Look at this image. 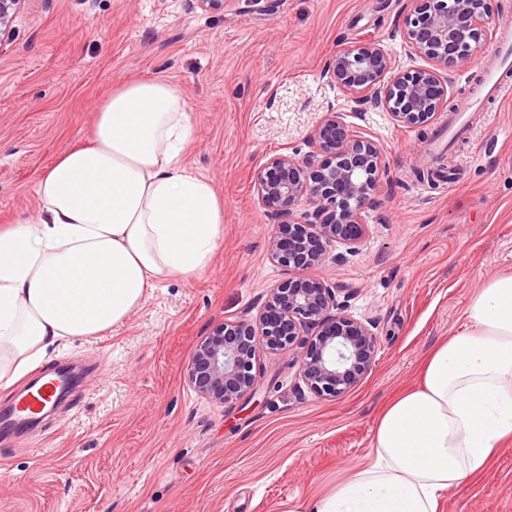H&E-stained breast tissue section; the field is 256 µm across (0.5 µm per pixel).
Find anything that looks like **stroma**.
<instances>
[{"label": "stroma", "mask_w": 512, "mask_h": 512, "mask_svg": "<svg viewBox=\"0 0 512 512\" xmlns=\"http://www.w3.org/2000/svg\"><path fill=\"white\" fill-rule=\"evenodd\" d=\"M406 0H25L0 42V225L33 213L38 175L85 144L98 107L143 78L176 87L193 116L183 153L224 200V243L199 276L163 280L126 324L58 349L76 386L41 422L0 440V512H308L366 460L388 403L467 328L477 288L512 271V97L472 117L448 150L456 184L420 181L431 127L355 108L321 76L339 48L379 42ZM378 142L385 165L368 233L343 262L304 269L343 288L345 312L378 338L371 371L341 398L315 396L296 361L260 352L257 394L226 405L184 371L217 324L255 317L292 272L273 263L255 176L306 153L328 109ZM441 512H512V441L448 492Z\"/></svg>", "instance_id": "obj_1"}]
</instances>
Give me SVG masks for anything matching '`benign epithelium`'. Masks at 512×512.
<instances>
[{
	"label": "benign epithelium",
	"instance_id": "obj_1",
	"mask_svg": "<svg viewBox=\"0 0 512 512\" xmlns=\"http://www.w3.org/2000/svg\"><path fill=\"white\" fill-rule=\"evenodd\" d=\"M25 0H0V40ZM496 20L488 0H407L393 36L426 66L397 70L378 42L338 50L321 76L358 107L380 106L401 127L430 124L448 104V69L472 63ZM308 151L271 157L256 177L258 196L274 223L271 259L286 268L315 266L344 256L337 243L356 247L366 233L365 213L376 200L383 155L371 138L354 131L343 113L326 112L308 137ZM341 289L311 278L288 279L271 289L254 319L218 324L198 345L187 379L220 404L252 394L261 350L298 354L299 371L312 393L339 398L357 386L374 363L373 325L344 313ZM314 338L303 339L308 330Z\"/></svg>",
	"mask_w": 512,
	"mask_h": 512
}]
</instances>
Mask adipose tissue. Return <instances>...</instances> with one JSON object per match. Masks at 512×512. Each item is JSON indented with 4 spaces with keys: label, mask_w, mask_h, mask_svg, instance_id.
Instances as JSON below:
<instances>
[{
    "label": "adipose tissue",
    "mask_w": 512,
    "mask_h": 512,
    "mask_svg": "<svg viewBox=\"0 0 512 512\" xmlns=\"http://www.w3.org/2000/svg\"><path fill=\"white\" fill-rule=\"evenodd\" d=\"M193 120L169 82L144 78L100 107L89 144L36 183L38 211L0 228V389L55 346L122 327L163 279L191 278L224 241V202L182 152ZM466 331L384 409L367 463L314 512H441L512 436V273L464 310Z\"/></svg>",
    "instance_id": "ef3b65f1"
}]
</instances>
